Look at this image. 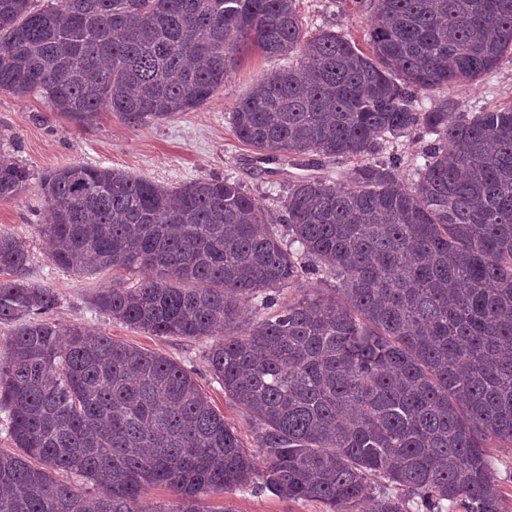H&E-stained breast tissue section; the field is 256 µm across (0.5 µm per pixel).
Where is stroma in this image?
<instances>
[{
  "label": "stroma",
  "instance_id": "obj_1",
  "mask_svg": "<svg viewBox=\"0 0 512 512\" xmlns=\"http://www.w3.org/2000/svg\"><path fill=\"white\" fill-rule=\"evenodd\" d=\"M298 3L309 34L330 29L363 44L371 19L366 0ZM287 64V59L267 58L255 46H245L237 55L229 79L207 104L158 124L135 127L107 113L92 126L78 128L53 112L40 97L18 98L0 92V152L21 161L32 175L26 191L14 199L0 200V232L23 241L30 254L31 279L54 289L58 303L50 312V319L101 332L117 342L176 361L191 372L214 408L248 444L253 441L254 425L211 374L206 360L211 339L155 336L116 321L92 304L95 292L115 278V271L77 276L52 263L40 230L48 215L39 179L47 171L76 162L126 170L167 186L201 176L230 178L240 182L271 217H281L290 183L319 176L341 182L351 168L348 161H329L312 154L269 160L234 136L230 114L236 101L249 93L260 76ZM444 99L463 112L512 105V60H504L474 82L444 93L419 95L417 106L427 112ZM206 501L209 506L217 510L224 507L228 512H326L316 500H286L248 488L212 493Z\"/></svg>",
  "mask_w": 512,
  "mask_h": 512
}]
</instances>
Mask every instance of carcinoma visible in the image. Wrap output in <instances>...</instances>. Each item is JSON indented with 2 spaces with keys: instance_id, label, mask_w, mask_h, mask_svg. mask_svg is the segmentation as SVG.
<instances>
[{
  "instance_id": "obj_1",
  "label": "carcinoma",
  "mask_w": 512,
  "mask_h": 512,
  "mask_svg": "<svg viewBox=\"0 0 512 512\" xmlns=\"http://www.w3.org/2000/svg\"><path fill=\"white\" fill-rule=\"evenodd\" d=\"M368 51L307 36L297 0H0V91L37 93L77 127L112 112L159 123L205 104L242 45L295 58L231 112L238 140L275 159L353 162L348 179L288 186L282 223L230 179L167 187L80 162L41 181L49 257L100 288L104 314L155 336L224 339L207 352L255 422L243 446L190 372L157 352L42 319L25 244L0 233V512H177L200 495L266 490L327 512H503L487 449L512 447V105L415 102L512 57V0H369ZM436 136L406 181L381 145ZM0 156V200L22 193ZM305 274L328 283L271 316ZM78 476L91 494L54 474ZM141 504L150 512H174L179 500L169 489L154 487L144 495Z\"/></svg>"
}]
</instances>
